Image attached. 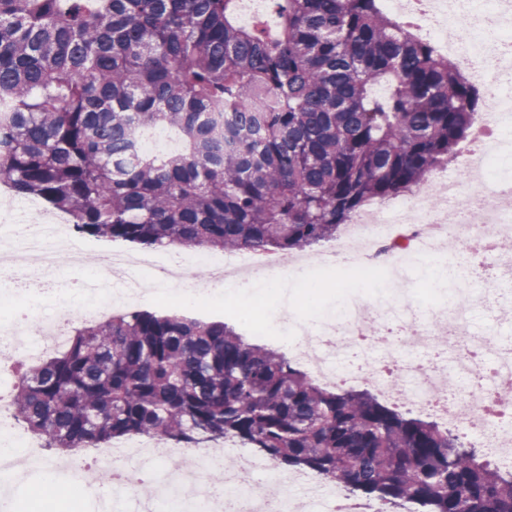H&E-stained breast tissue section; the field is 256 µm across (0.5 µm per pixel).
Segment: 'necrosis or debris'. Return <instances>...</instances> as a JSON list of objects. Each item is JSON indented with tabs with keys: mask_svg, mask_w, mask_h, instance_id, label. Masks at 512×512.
I'll list each match as a JSON object with an SVG mask.
<instances>
[{
	"mask_svg": "<svg viewBox=\"0 0 512 512\" xmlns=\"http://www.w3.org/2000/svg\"><path fill=\"white\" fill-rule=\"evenodd\" d=\"M412 36L426 37L436 51L458 60L483 86L488 106L477 126L493 136L464 150L452 176L433 172L410 196L374 203L359 212L327 250L314 256L284 258L240 251L215 258L200 251L186 256L170 252L165 262L148 253L109 250L102 265L112 286L125 289L129 303L143 302L146 288L139 278L148 272L154 284L169 285L172 296L183 292L211 294L232 280L237 285L289 267L309 271L347 268L360 288L348 289L334 321H302L288 313L289 352L320 384L345 387L365 382L376 393L434 418L462 433L470 446L487 449L498 465L512 464V346L498 330L476 326V316L493 313L503 291L512 288V257L491 249L492 241L512 236V174L499 164L512 158V94L503 89V63L512 60V0H379ZM466 20L470 36L456 34ZM0 276L14 294L43 290L60 296L92 292L99 284L69 282L57 275L59 255L76 249L71 237L58 236L32 203L0 204ZM441 263L452 290L443 305L409 297L389 300L364 294V286L390 274L404 287L418 261ZM40 319V350L62 345L59 315L26 308L23 317L0 320V347L18 349L25 325ZM457 384H450L449 375ZM0 484L18 466L46 473L43 457L27 441L0 428ZM145 437L102 451L91 494L110 502L115 490L138 487L141 467L135 456L160 447ZM194 468L180 487L156 483L155 494L139 503L138 512H303L304 501H318L322 512H336L343 496L325 480L310 482L286 475L269 460L203 445L193 450ZM277 494H269L268 486Z\"/></svg>",
	"mask_w": 512,
	"mask_h": 512,
	"instance_id": "4bbe7bcc",
	"label": "necrosis or debris"
}]
</instances>
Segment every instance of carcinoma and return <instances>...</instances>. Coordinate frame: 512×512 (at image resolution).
<instances>
[{
    "instance_id": "obj_1",
    "label": "carcinoma",
    "mask_w": 512,
    "mask_h": 512,
    "mask_svg": "<svg viewBox=\"0 0 512 512\" xmlns=\"http://www.w3.org/2000/svg\"><path fill=\"white\" fill-rule=\"evenodd\" d=\"M232 2L0 0V182L81 236L289 257L450 163L484 109L377 0H278L273 36ZM157 126L182 148L137 156ZM16 375L14 415L50 451L233 439L386 504L512 512V467L222 321L126 310Z\"/></svg>"
}]
</instances>
